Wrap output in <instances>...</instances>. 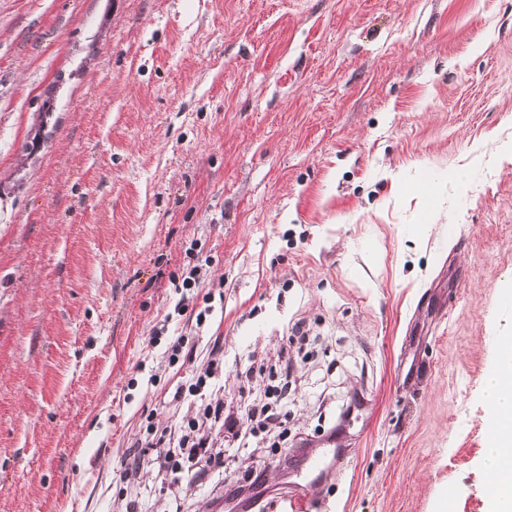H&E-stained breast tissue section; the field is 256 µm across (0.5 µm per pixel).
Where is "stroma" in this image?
<instances>
[{
    "label": "stroma",
    "mask_w": 512,
    "mask_h": 512,
    "mask_svg": "<svg viewBox=\"0 0 512 512\" xmlns=\"http://www.w3.org/2000/svg\"><path fill=\"white\" fill-rule=\"evenodd\" d=\"M192 246L223 287L200 330ZM508 290L512 0H0V512H252L333 434L317 512H486ZM216 345L228 399L287 352L286 438L121 483ZM209 262V257H206L204 260H199L198 258L196 264L191 266L189 263L182 269L179 268V272H172L170 274L171 283L178 291L179 288L186 291H193L194 288H199L204 282L202 281L205 275V271L203 272L204 266H208Z\"/></svg>",
    "instance_id": "obj_1"
}]
</instances>
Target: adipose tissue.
I'll list each match as a JSON object with an SVG mask.
<instances>
[{
	"mask_svg": "<svg viewBox=\"0 0 512 512\" xmlns=\"http://www.w3.org/2000/svg\"><path fill=\"white\" fill-rule=\"evenodd\" d=\"M483 397L487 421L499 438L486 449L483 467L493 486L488 496V512H512V348L498 349L496 364L486 377Z\"/></svg>",
	"mask_w": 512,
	"mask_h": 512,
	"instance_id": "adipose-tissue-1",
	"label": "adipose tissue"
}]
</instances>
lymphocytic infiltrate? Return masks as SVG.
<instances>
[{
  "label": "lymphocytic infiltrate",
  "instance_id": "f902f5d3",
  "mask_svg": "<svg viewBox=\"0 0 512 512\" xmlns=\"http://www.w3.org/2000/svg\"><path fill=\"white\" fill-rule=\"evenodd\" d=\"M223 365V353L220 349H212L206 367L187 387L190 395L200 397V404L193 414L182 418L177 429L159 430L154 425H147L146 441L152 452L138 454L127 462L120 474L123 483L134 481L147 464L168 474L175 483L199 479L224 465L222 454L212 448L208 435L212 428L227 429L247 444L266 440L271 425L287 422L290 364H282L274 384L266 386L262 395L247 402L245 415L241 418L222 399L214 397L211 390V380Z\"/></svg>",
  "mask_w": 512,
  "mask_h": 512
}]
</instances>
